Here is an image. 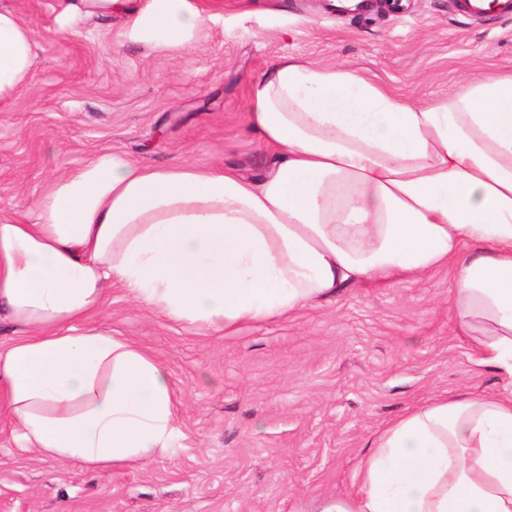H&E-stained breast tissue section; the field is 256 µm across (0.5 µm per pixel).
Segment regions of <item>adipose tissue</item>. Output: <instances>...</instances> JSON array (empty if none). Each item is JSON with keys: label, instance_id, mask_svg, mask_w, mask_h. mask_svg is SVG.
<instances>
[{"label": "adipose tissue", "instance_id": "adipose-tissue-1", "mask_svg": "<svg viewBox=\"0 0 512 512\" xmlns=\"http://www.w3.org/2000/svg\"><path fill=\"white\" fill-rule=\"evenodd\" d=\"M208 19L153 0L148 29L183 46ZM34 33L0 9V100L23 86ZM247 124L270 161L142 165L102 152L53 178L36 219L0 217V410L23 447L92 469L168 448L167 370L92 325L119 286L189 326L232 331L361 283L453 264L457 331L512 378V73L431 104L338 65L286 56L255 77ZM322 512H512V392L410 411Z\"/></svg>", "mask_w": 512, "mask_h": 512}]
</instances>
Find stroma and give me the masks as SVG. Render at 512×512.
Segmentation results:
<instances>
[{
	"instance_id": "stroma-1",
	"label": "stroma",
	"mask_w": 512,
	"mask_h": 512,
	"mask_svg": "<svg viewBox=\"0 0 512 512\" xmlns=\"http://www.w3.org/2000/svg\"><path fill=\"white\" fill-rule=\"evenodd\" d=\"M187 47L142 41L151 0L87 16L80 0H0L35 37L28 83L0 102V216L29 214L52 176L111 150L150 166L267 157L250 81L292 55L358 71L421 104L512 72V18L468 21L448 0L336 11L331 0H192ZM452 267L365 283L232 335L173 322L113 288L97 325L168 370L178 431L148 464L83 469L18 447L0 412V512H314L352 492L388 425L443 395L504 392L455 331Z\"/></svg>"
}]
</instances>
